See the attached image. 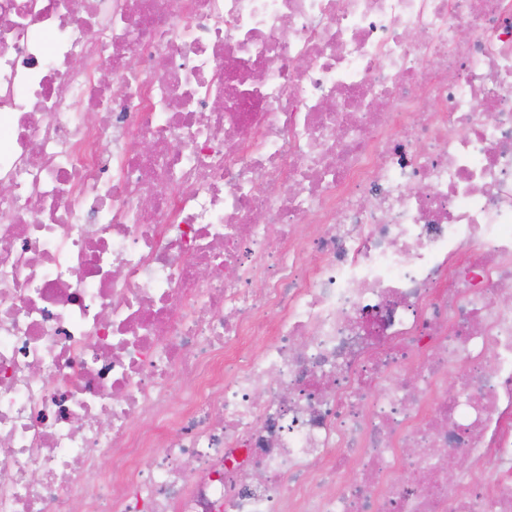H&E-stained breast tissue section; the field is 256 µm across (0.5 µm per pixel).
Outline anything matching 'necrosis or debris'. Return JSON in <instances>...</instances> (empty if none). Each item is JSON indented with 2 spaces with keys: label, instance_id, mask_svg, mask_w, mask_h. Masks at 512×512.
Returning a JSON list of instances; mask_svg holds the SVG:
<instances>
[{
  "label": "necrosis or debris",
  "instance_id": "obj_1",
  "mask_svg": "<svg viewBox=\"0 0 512 512\" xmlns=\"http://www.w3.org/2000/svg\"><path fill=\"white\" fill-rule=\"evenodd\" d=\"M74 502L512 512V0H0V512Z\"/></svg>",
  "mask_w": 512,
  "mask_h": 512
}]
</instances>
